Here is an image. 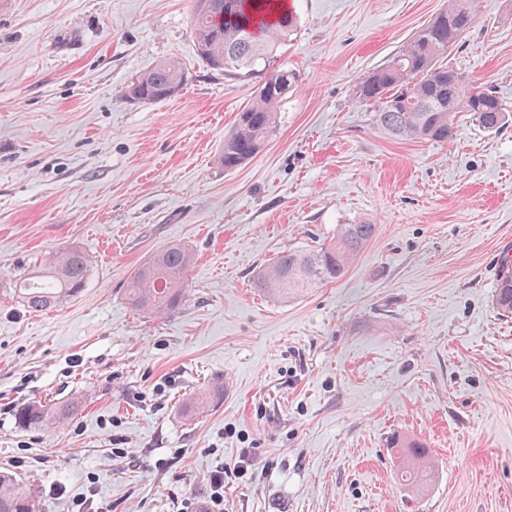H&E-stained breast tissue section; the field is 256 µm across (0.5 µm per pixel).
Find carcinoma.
Segmentation results:
<instances>
[{
    "label": "carcinoma",
    "mask_w": 512,
    "mask_h": 512,
    "mask_svg": "<svg viewBox=\"0 0 512 512\" xmlns=\"http://www.w3.org/2000/svg\"><path fill=\"white\" fill-rule=\"evenodd\" d=\"M478 0H447L444 9L421 28L386 63L357 86V99L373 106L375 123L401 139L451 142L458 133L457 117L468 113L485 131L502 129L512 118L503 101L490 89L467 87L459 70L439 63L472 27ZM293 13L277 0H192V27L199 57L227 75H256L258 94L238 113L233 129L224 135L219 162L232 171L261 151L279 123L282 104L297 82L295 72L270 66L278 46L294 30ZM187 74L176 61H163L141 72L127 90L132 100L163 102L176 96ZM377 225L363 219L340 225L336 239L316 250L278 254L257 275L255 288L282 299L297 296L319 281L341 277L346 267L375 235ZM192 262L189 250L170 244L153 254L133 273L126 298L137 311L164 315L177 309L186 293ZM88 255L71 247L14 279L0 281L33 312L54 307L85 287ZM495 302L512 314V258L501 260ZM79 411L76 401L53 404L32 401L15 410L18 427L44 430L63 425ZM407 485L420 491L431 480L428 454L407 449L403 459ZM28 483L0 473V512H36Z\"/></svg>",
    "instance_id": "carcinoma-1"
}]
</instances>
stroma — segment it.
Segmentation results:
<instances>
[{
  "instance_id": "35a3bbf8",
  "label": "stroma",
  "mask_w": 512,
  "mask_h": 512,
  "mask_svg": "<svg viewBox=\"0 0 512 512\" xmlns=\"http://www.w3.org/2000/svg\"><path fill=\"white\" fill-rule=\"evenodd\" d=\"M445 0H293L275 58L298 75L264 149L218 156L259 80L199 58L190 0H0V278L87 252L85 287L45 312L0 293V471L40 512H512V123L401 140L360 80ZM175 60L183 91L125 93ZM446 60L512 107V0H482ZM376 224L344 275L281 301L253 288L288 249ZM171 242L193 256L183 304L132 310L124 287ZM224 392L193 418L185 402ZM78 400L48 431L18 406ZM428 448L427 491L400 481ZM247 465L246 474L237 466ZM495 302L497 308L507 316L512 314V258L504 257L499 266Z\"/></svg>"
}]
</instances>
